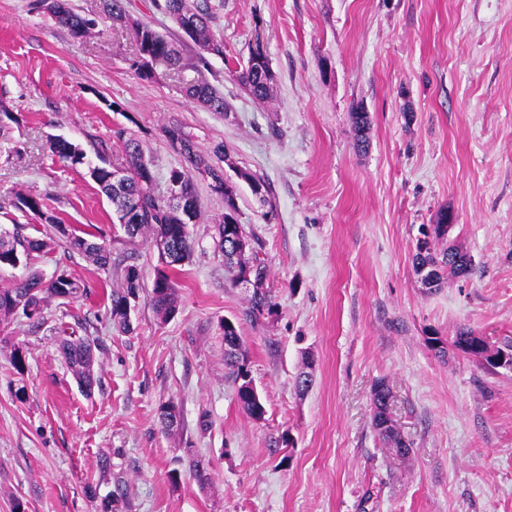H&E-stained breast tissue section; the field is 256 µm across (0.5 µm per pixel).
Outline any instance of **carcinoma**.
I'll return each mask as SVG.
<instances>
[{"label":"carcinoma","mask_w":512,"mask_h":512,"mask_svg":"<svg viewBox=\"0 0 512 512\" xmlns=\"http://www.w3.org/2000/svg\"><path fill=\"white\" fill-rule=\"evenodd\" d=\"M222 6L223 3L213 4L211 0H163L159 8L175 22L182 23L186 19L193 21L194 28L190 40L205 53L220 54L222 44L215 37L213 25L217 18V10ZM46 10L56 23L67 28L75 37L90 36L96 29V22L76 13L71 8L69 0H51V5L47 6ZM136 26L141 28V36L137 38L138 53L133 66L140 76L147 79L155 77L152 64L157 60H166L175 67L179 66L181 55L175 42L160 34L147 22H138ZM237 78L243 88L256 100L265 102L271 99L274 74L269 58L266 57L261 61L252 54L248 55L246 64L238 72ZM184 94L189 100L210 112L222 114L227 111L224 95L205 80L188 84L184 87ZM351 118L357 144L362 147L367 142L366 135L370 128L369 115L357 107L351 113ZM164 133L172 147L177 149L187 164L185 169L175 168L170 171L169 182L172 184V190L179 192L196 205L198 198L192 172L200 173L207 170L218 179L222 170L202 159L180 128L170 126L164 129ZM49 148L59 160L73 165L84 163L86 158L83 150L61 137L51 140ZM124 148L126 165L122 166L124 176L120 181L112 179L113 165L102 155L97 156V163H87V170L90 178L116 206L117 212L121 213L119 219H124L122 212L125 210L129 208L135 210L136 222L124 225L129 237L140 236L152 242L162 239L174 253L173 261L160 259L161 267L155 273L151 289L150 301L153 310L157 318L165 322L177 313L178 293L175 271L189 261L193 251V240L175 198L171 195L160 196L155 193L152 163L145 159L139 145L132 140H127L124 142ZM236 192L234 184L224 189V217L217 225L218 248L233 274L237 275L247 268H252L264 275L267 270L262 263H250L242 256H235L231 237L243 230V225L239 224L237 218ZM14 206L32 216L37 224H50L56 228L60 226L58 218L47 208L41 197L19 193L16 195ZM34 228L36 224L12 225V242L7 244L0 240V268H15L22 260H28L33 254L40 253L49 247L46 240L30 233ZM64 237L71 252L91 258L103 270L112 265V252L105 244L92 242L75 232H68ZM414 264L417 268L429 265L439 271L436 280L430 286L432 290L440 288L447 275L468 276L474 270L470 256L456 243L450 242L437 251L427 239L417 241ZM140 288L139 270L134 265L127 266L124 286L112 290L110 294L112 321L121 331L130 330L128 297L139 296ZM83 292L84 287L80 282L67 273H60L56 279L47 281L40 273L30 272L14 281L11 286L0 288V319L5 321L20 310L28 320L32 321L33 326L39 327L46 323L44 309L47 299L70 300L82 295ZM272 308L273 304L268 296L256 289L249 300L247 316L256 317L266 310L272 311ZM59 333L57 351L82 391L86 394L91 393L94 385L97 384L95 370L97 341L88 336L77 338L75 332L67 331L64 326L59 327ZM237 335L239 332L235 326L224 329V366L227 369L228 378L235 386L238 404L247 416L254 419L257 414L265 413V407L261 398L245 388L249 371L243 350L234 343ZM453 347L479 362L483 361L484 353L487 352L485 345L474 338V330L470 328H462L457 332ZM383 392H389V388L381 381L376 384L372 392L373 428L385 442L393 444L396 448L409 449L410 442H404L382 428V412L379 411V403H381Z\"/></svg>","instance_id":"cac0c4a2"}]
</instances>
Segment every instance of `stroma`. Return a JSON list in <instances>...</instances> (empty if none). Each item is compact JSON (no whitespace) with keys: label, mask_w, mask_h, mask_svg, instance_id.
Wrapping results in <instances>:
<instances>
[{"label":"stroma","mask_w":512,"mask_h":512,"mask_svg":"<svg viewBox=\"0 0 512 512\" xmlns=\"http://www.w3.org/2000/svg\"><path fill=\"white\" fill-rule=\"evenodd\" d=\"M71 4L97 34L74 37L42 0H0V226L27 221L15 193L41 196L62 223L106 243L112 264L68 255L44 224L51 250L0 269V288L31 269L47 279L66 270L86 288L50 300L41 328L20 314L0 323L26 357L16 374L11 348H0V512H512V370L427 342L463 327L493 348L512 341V0H224L213 26L223 55L198 72L186 44L181 74L160 62L152 79L132 66V21L180 33L151 0H127L125 24L100 0ZM257 39L275 75L265 103L236 79ZM199 75L227 112L183 95ZM358 105L371 118L362 150ZM171 125L205 158L223 146L228 178L242 170L266 183L268 204L243 181L236 203L268 268L272 312L247 317L252 291L234 284L217 246L224 198L199 178L178 311L160 321L154 246L127 237L86 166L44 149L61 136L120 164L135 139L162 194L184 164L164 134ZM442 209L474 272L431 291L413 255ZM132 264L141 290L122 332L109 295ZM227 319L265 406L258 421L225 376ZM78 322L100 343L89 395L56 348V326ZM307 359L313 383L302 394ZM380 381L408 456L372 428ZM169 402L175 433L160 423Z\"/></svg>","instance_id":"1"}]
</instances>
